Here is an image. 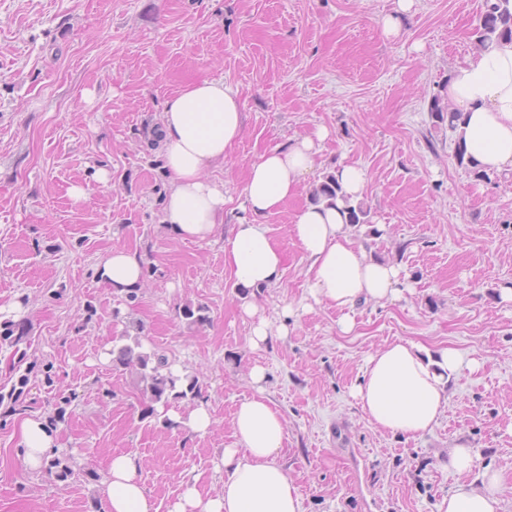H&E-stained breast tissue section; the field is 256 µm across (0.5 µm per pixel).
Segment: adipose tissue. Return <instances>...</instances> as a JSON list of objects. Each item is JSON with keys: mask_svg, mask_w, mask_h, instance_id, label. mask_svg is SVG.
Returning a JSON list of instances; mask_svg holds the SVG:
<instances>
[{"mask_svg": "<svg viewBox=\"0 0 512 512\" xmlns=\"http://www.w3.org/2000/svg\"><path fill=\"white\" fill-rule=\"evenodd\" d=\"M444 95L459 112L455 138L479 170L512 173V41L503 40L452 67ZM243 106L237 90L222 80L204 79L166 100L162 113V157L169 186L161 221L181 240L205 241L224 222L228 201L223 182L207 172L223 163L239 142ZM327 128L264 150L250 163L243 188L246 219L224 239V267L238 290L239 308L254 318L250 344L260 347L273 336L288 333L285 320L272 325L256 302V293L277 286L286 271V257L273 240L265 219L277 212L320 165L319 144ZM290 233L309 262L308 291L315 303L336 307L339 325L350 330L355 309L367 301H388L402 291L400 269L368 256L352 237L339 208L323 203L304 205ZM100 282L125 295L144 277V261L134 251L113 249L97 266ZM463 365L453 348L430 351L408 340H397L367 355L362 379L352 394L373 426L381 431L415 437L431 430L448 405V385ZM256 392L241 400L232 415L234 446L224 448V471L216 492L185 489L169 512H303L297 487L281 460L287 441L284 419L261 387L264 370L249 372ZM24 463L41 470L55 447L57 434L41 418L22 420ZM142 463L130 453H116L108 463L106 512H158L141 478ZM481 487L459 483L437 512H502L503 479L495 472L481 475Z\"/></svg>", "mask_w": 512, "mask_h": 512, "instance_id": "obj_1", "label": "adipose tissue"}]
</instances>
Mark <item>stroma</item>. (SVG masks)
Here are the masks:
<instances>
[{"label": "stroma", "mask_w": 512, "mask_h": 512, "mask_svg": "<svg viewBox=\"0 0 512 512\" xmlns=\"http://www.w3.org/2000/svg\"><path fill=\"white\" fill-rule=\"evenodd\" d=\"M483 3L417 0L388 39L380 20L395 0H0V306L19 305L31 340L22 362L0 350V392L28 375L26 411L45 417L57 397L73 398L57 423L67 481L25 467L20 414L0 424V512H104L116 452L141 458L162 512L187 481L217 491L257 364L286 422L283 461L303 512H437L488 468L501 472L502 512H512V302L498 292L512 286V176L480 180L458 166L453 132L430 112L450 68L477 49ZM204 79L238 90L245 129L212 171L230 197L223 224L211 240L183 241L160 222L167 174L150 142L166 100ZM320 126L331 132L322 167L266 219L287 270L264 289L265 314L275 324L284 307L301 315L255 349L224 238L254 156ZM341 161L368 175L370 221L355 240L407 285L398 300L360 306L346 334L336 309L311 304L290 233ZM75 185L85 200L70 197ZM121 248L144 261L133 300L96 275ZM187 305L206 307L208 323L187 325ZM132 337L198 377L214 413L208 433L160 418L134 371L113 366ZM399 339L457 349L466 363L438 424L416 438L377 430L350 394L365 356ZM459 445L474 453L462 475L446 467Z\"/></svg>", "instance_id": "stroma-1"}]
</instances>
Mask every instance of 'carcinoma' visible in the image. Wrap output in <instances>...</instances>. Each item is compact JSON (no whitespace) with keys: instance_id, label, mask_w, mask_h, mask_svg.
Masks as SVG:
<instances>
[{"instance_id":"obj_1","label":"carcinoma","mask_w":512,"mask_h":512,"mask_svg":"<svg viewBox=\"0 0 512 512\" xmlns=\"http://www.w3.org/2000/svg\"><path fill=\"white\" fill-rule=\"evenodd\" d=\"M476 41L478 48H486L490 44L501 39L512 41V0H484V10L480 17V24L476 28ZM431 117L435 122L448 123V129L455 130V121L458 120L457 113L451 111L449 105L441 104L438 97L432 99L430 107ZM343 203V211L348 215V222L352 226H359L370 223V209L362 203L355 202L352 197L343 192L336 178L328 174L321 184L314 189L311 195V202H325L329 206ZM182 315L188 323L204 324L209 321L207 309L203 306L193 308L185 306ZM29 327L23 321L5 319L0 322V348L8 347L14 349L19 355V360H24L26 351L20 350V345L27 342L29 338ZM140 347L139 338H134V344L123 345L112 351V364L115 367L135 370L138 384L143 394L152 401L175 399H195L200 397L201 389L198 378L185 377L186 386L177 390V383L180 377L174 375L169 369L168 358L156 352L151 354L136 351ZM44 472L51 480L63 481L68 477L70 470L62 465L60 458L50 455Z\"/></svg>"}]
</instances>
